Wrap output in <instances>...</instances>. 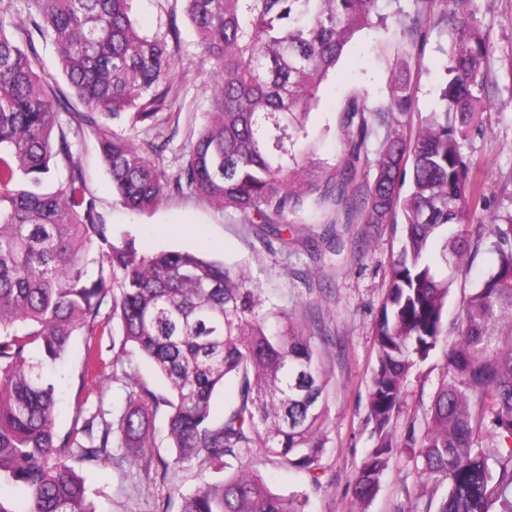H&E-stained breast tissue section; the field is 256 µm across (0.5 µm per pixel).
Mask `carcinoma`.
<instances>
[{
    "label": "carcinoma",
    "mask_w": 512,
    "mask_h": 512,
    "mask_svg": "<svg viewBox=\"0 0 512 512\" xmlns=\"http://www.w3.org/2000/svg\"><path fill=\"white\" fill-rule=\"evenodd\" d=\"M201 70L214 75L212 117L177 173L162 174L152 142L116 133L152 127L172 112L180 57L164 37L141 32L131 0H7L0 5V484L22 489L24 507L0 512H94L80 471L129 458L150 467L154 421L166 408L173 465L214 476L193 492L174 488L177 512H306L308 497L273 492L254 469L255 449L305 473L314 487L326 454L330 376L316 341L320 322L266 306L243 270L178 250L144 252L103 223L61 100L41 73L34 37L54 43L59 67L86 111L79 130L96 138L112 191L126 209H153L190 190L259 225L264 247L318 219L322 202L346 221L374 227L402 215L375 327L376 367L367 405L374 442L353 479L360 503L377 493L397 448H411L419 489L395 512H512V209L487 221L478 162L462 145L483 131L492 51L475 0H416L448 33L440 109L415 114L408 68L395 64L386 101L350 95L340 113L339 165L314 161L307 119L355 34L373 24L377 0H184ZM382 135L374 159L368 144ZM411 172H406V167ZM63 168L65 181L54 183ZM409 188H404L406 175ZM298 217L286 223L285 214ZM492 262L470 285L456 339L428 412H403L412 371L447 335L448 295L465 263ZM96 270L89 271V265ZM110 306V315L102 313ZM112 334V364L138 353L167 382L156 394L132 373L112 421L80 415L61 434L55 386L44 368L72 337ZM106 367L86 347L83 375ZM238 399L220 418L224 382Z\"/></svg>",
    "instance_id": "1"
}]
</instances>
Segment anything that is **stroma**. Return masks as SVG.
Listing matches in <instances>:
<instances>
[{"label":"stroma","instance_id":"obj_1","mask_svg":"<svg viewBox=\"0 0 512 512\" xmlns=\"http://www.w3.org/2000/svg\"><path fill=\"white\" fill-rule=\"evenodd\" d=\"M474 5L483 32L495 46L485 64V73L489 99L496 108L488 115L485 132L466 141L462 151L477 159L473 175L483 184L487 206L494 211L512 204V0H475ZM416 8L415 0H378L376 14L384 18V25L360 31L324 83L309 121L317 135L314 151L318 160L331 166L339 163L343 155L339 124L343 101L355 93L364 95L372 106L386 100L389 69L397 57L408 58L417 111L427 113L435 108L446 78L448 35L443 27L428 22L413 25ZM133 14L146 34H164L173 26L180 34L178 50L183 65L172 78L174 115L162 119L156 131L139 134L143 141L165 140L166 146L154 162L171 176L209 119V77L199 69L195 35L185 19L183 0H134ZM36 50L45 74L55 79L54 88L63 102L61 121L73 124L84 105L61 79L51 45L40 42ZM74 153L85 170L101 218L114 233L135 239L138 246L149 251H195L245 267L262 284L272 303L295 308L300 319L311 313L321 317L325 357L331 372L321 486L312 489L307 478L288 467L257 461L256 467L271 490L282 494L297 489L308 491L309 512H393L403 497V488L415 486L418 480L406 449H398L393 455L372 501L355 505L352 482L373 446L366 415L376 365L374 328L388 286L389 260L401 235L400 224L376 228L360 222L340 225V254L328 253L317 261L305 247L315 226H304L287 250H268L257 238L256 225L241 214L214 209L188 190L165 196L150 211L132 212L121 206L112 193L95 137L78 134ZM97 343L106 347L110 339L97 335L73 337L64 361L55 369L58 432H67L73 426L80 407L99 408L109 414L125 404V382L108 374L101 381L86 385L87 403L78 401L86 347ZM447 348V343H440L410 375L405 395L409 409L421 412L429 408ZM155 426L156 452L161 459L153 463L151 471H141L139 464L129 462H106L83 469L87 496L96 512H160L169 489L176 487L187 493L210 478L209 469L195 464L173 466L174 452L167 437L165 415L157 416ZM165 461L170 464L166 470L161 467Z\"/></svg>","mask_w":512,"mask_h":512}]
</instances>
